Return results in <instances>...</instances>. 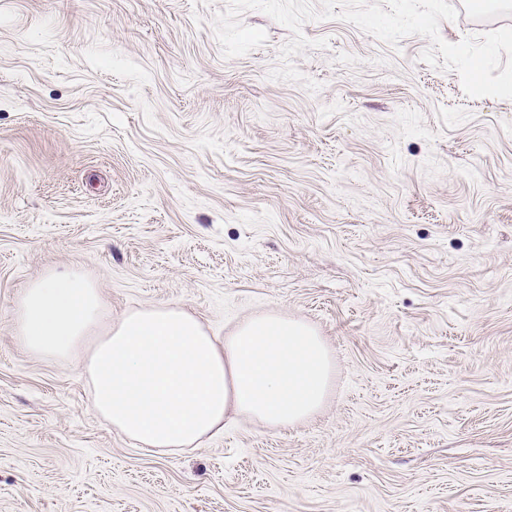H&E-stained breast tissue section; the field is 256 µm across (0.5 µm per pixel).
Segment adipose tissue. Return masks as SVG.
Masks as SVG:
<instances>
[{
  "label": "adipose tissue",
  "mask_w": 512,
  "mask_h": 512,
  "mask_svg": "<svg viewBox=\"0 0 512 512\" xmlns=\"http://www.w3.org/2000/svg\"><path fill=\"white\" fill-rule=\"evenodd\" d=\"M102 314L95 284L79 270H53L23 290L15 329L30 353L47 360L69 359L94 339L85 363L93 408L141 447L197 448L231 413L293 425L327 396L332 360L305 321L257 314L221 339L181 306L135 308L106 329Z\"/></svg>",
  "instance_id": "1"
}]
</instances>
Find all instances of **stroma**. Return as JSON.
Returning a JSON list of instances; mask_svg holds the SVG:
<instances>
[{"mask_svg":"<svg viewBox=\"0 0 512 512\" xmlns=\"http://www.w3.org/2000/svg\"><path fill=\"white\" fill-rule=\"evenodd\" d=\"M456 43L512 0H448ZM228 0H0V512H512V100L471 98L339 19L224 58ZM80 267L106 320L176 304L216 336L276 312L335 369L313 418L150 452L36 357L22 290Z\"/></svg>","mask_w":512,"mask_h":512,"instance_id":"stroma-1","label":"stroma"}]
</instances>
